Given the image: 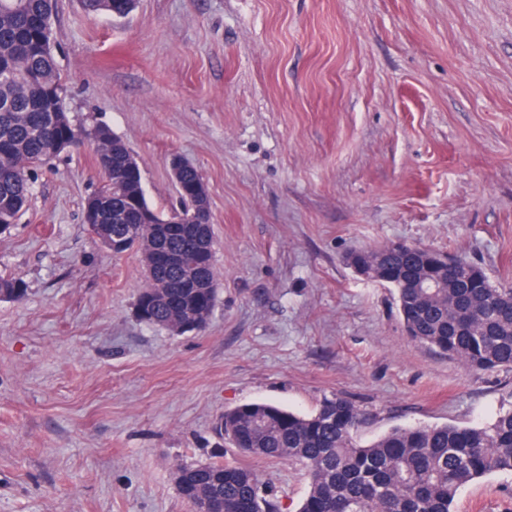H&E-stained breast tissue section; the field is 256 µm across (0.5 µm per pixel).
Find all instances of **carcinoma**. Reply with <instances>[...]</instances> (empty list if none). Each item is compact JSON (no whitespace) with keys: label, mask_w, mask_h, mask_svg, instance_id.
I'll use <instances>...</instances> for the list:
<instances>
[{"label":"carcinoma","mask_w":512,"mask_h":512,"mask_svg":"<svg viewBox=\"0 0 512 512\" xmlns=\"http://www.w3.org/2000/svg\"><path fill=\"white\" fill-rule=\"evenodd\" d=\"M93 14H130L134 0H81ZM56 0H0V234L15 224L29 198L31 175L62 152L59 129L46 117L61 107L64 84L54 56L37 50L41 21L54 20ZM94 146L104 185L89 202L99 210L89 225L98 240L115 235L141 254L146 285L137 298L141 321L167 330L193 320L208 329L218 275L207 191L168 214L154 208L140 177L127 170L132 155L106 124L77 130L70 146ZM175 185L191 186L196 167L171 170ZM198 224L195 238L176 221ZM156 251L172 261L151 266ZM352 272L379 282L385 276L397 294L410 339L455 359L472 371L512 370V288L494 284L486 272L460 255L427 247L388 243L359 248L346 258ZM25 283L0 275V298L22 302ZM368 419L351 400L323 398L309 415L268 403L224 411V441L261 459H288L304 466L307 492L299 512H453L465 485L494 473L512 474V407L475 425L396 426L371 442L358 440ZM182 497L193 512L217 499L224 512H276L265 486L251 469L224 463L178 465Z\"/></svg>","instance_id":"obj_1"}]
</instances>
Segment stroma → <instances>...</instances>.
I'll return each instance as SVG.
<instances>
[{
  "label": "stroma",
  "mask_w": 512,
  "mask_h": 512,
  "mask_svg": "<svg viewBox=\"0 0 512 512\" xmlns=\"http://www.w3.org/2000/svg\"><path fill=\"white\" fill-rule=\"evenodd\" d=\"M53 36L65 112L112 128L154 207L179 205L172 157L202 173L218 294L206 332L141 321L139 254L83 222L93 149L38 169L0 236V274L27 285L0 301V512H191L172 468L216 461L296 512L305 470L225 447V408L339 394L369 441L512 404V371L412 342L393 289L344 262L402 242L512 285V0H58ZM453 510L512 512V474ZM82 7L88 13L98 14L108 12L115 16L116 14H130L134 6L132 0H80Z\"/></svg>",
  "instance_id": "stroma-1"
}]
</instances>
